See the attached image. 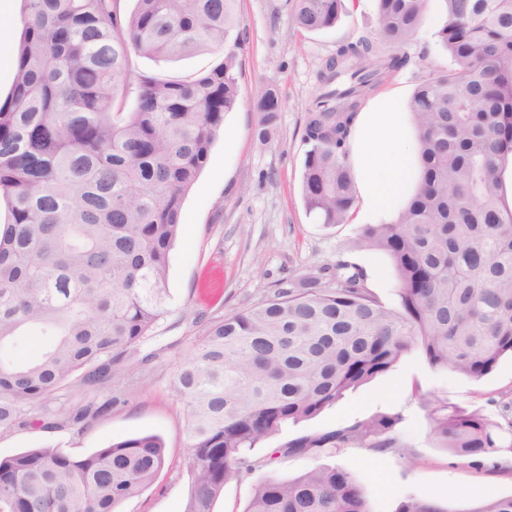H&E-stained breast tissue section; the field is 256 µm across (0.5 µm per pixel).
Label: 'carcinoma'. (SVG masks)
I'll return each mask as SVG.
<instances>
[{
  "label": "carcinoma",
  "mask_w": 512,
  "mask_h": 512,
  "mask_svg": "<svg viewBox=\"0 0 512 512\" xmlns=\"http://www.w3.org/2000/svg\"><path fill=\"white\" fill-rule=\"evenodd\" d=\"M23 0L15 84L0 104V434L75 428L112 410L92 397L167 313L169 253L184 197L206 166L239 97L236 0ZM294 26L336 24L345 0H290ZM438 37L451 65L413 92L419 179L392 224H364L358 251L393 264L400 305L383 303L365 270L316 268L274 298L205 325L173 372L190 456L184 512H213L224 485L289 457L341 448H394L397 415H377L297 436L257 461L252 452L391 369L414 347L434 368L478 381L512 357V0H445ZM428 0H379L381 53L370 40L339 45L317 73L305 113L302 195L326 225L356 207L350 145L365 100L406 68L400 51ZM209 49L224 60L194 78L132 77V53L167 60ZM131 112L115 110L129 89ZM255 135L269 140L281 104L254 101ZM41 343L17 362L18 341ZM73 388L81 406L49 405ZM440 448L489 458L501 426L433 403ZM166 465L157 435L76 455L51 444L0 455V512H118ZM243 512H372L356 477L315 465L292 479L267 476ZM397 512H450L408 497ZM465 512H512V495Z\"/></svg>",
  "instance_id": "1"
}]
</instances>
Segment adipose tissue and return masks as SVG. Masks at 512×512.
I'll use <instances>...</instances> for the list:
<instances>
[{
	"label": "adipose tissue",
	"instance_id": "1",
	"mask_svg": "<svg viewBox=\"0 0 512 512\" xmlns=\"http://www.w3.org/2000/svg\"><path fill=\"white\" fill-rule=\"evenodd\" d=\"M395 103L393 96L381 95L376 106L359 114L354 133L363 209L388 222L413 174V147L401 136Z\"/></svg>",
	"mask_w": 512,
	"mask_h": 512
}]
</instances>
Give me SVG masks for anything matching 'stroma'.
Returning <instances> with one entry per match:
<instances>
[{"label": "stroma", "mask_w": 512, "mask_h": 512, "mask_svg": "<svg viewBox=\"0 0 512 512\" xmlns=\"http://www.w3.org/2000/svg\"><path fill=\"white\" fill-rule=\"evenodd\" d=\"M345 4L333 27L310 32L294 29L288 0H237L238 104L226 113L208 163L185 196L169 254L167 313L155 338L140 348L143 362L131 371L117 370L111 386L98 393V400L113 402L106 417L89 420L79 430L19 429L0 436V454L45 442L85 454L154 434L165 444L166 465L150 488L123 504L122 512H184V413L170 378L202 335L204 321L267 300L309 269L340 260L366 269L368 288L384 303L398 306V282L389 258L351 248L359 227L368 221L364 212L354 210L349 223L327 226L307 211L302 197V124L317 93L316 73L339 44L378 36V0ZM446 20L444 0H429L427 15L406 48L410 65L384 82L380 93L407 104L433 68L447 66L448 54L437 36ZM222 59V53L209 50L160 61L133 54L129 69L135 76L184 79ZM269 87L277 91L282 110L271 141L263 144L253 135V101ZM424 394L449 408L503 422L512 401V358H502L490 375L474 381L431 367L423 351L413 348L389 371L347 391L316 417L288 426L283 436L335 429L379 414L399 415L397 447L344 448L319 459L351 472L374 512H395L409 495L441 502L452 512L511 495L512 450L501 449L489 461L462 459L438 447L430 435L429 410L420 401ZM310 465V459L291 457L242 474L225 485L214 512H243L259 480L294 478Z\"/></svg>", "instance_id": "35a3bbf8"}]
</instances>
